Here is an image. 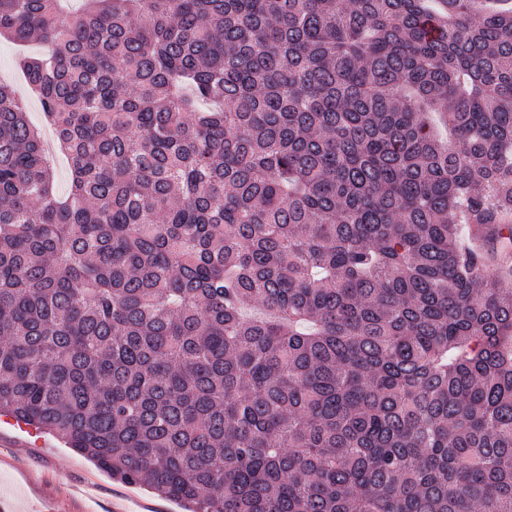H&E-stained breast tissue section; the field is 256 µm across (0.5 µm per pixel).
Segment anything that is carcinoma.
Returning a JSON list of instances; mask_svg holds the SVG:
<instances>
[{
    "mask_svg": "<svg viewBox=\"0 0 512 512\" xmlns=\"http://www.w3.org/2000/svg\"><path fill=\"white\" fill-rule=\"evenodd\" d=\"M0 0V413L190 512H512V8ZM47 50V46L43 43L19 46L0 38V80L11 83L18 92L25 93L26 82L18 68L19 59L24 55L42 54ZM49 161L56 174L54 192L58 196H66L70 189V173L67 160L63 155L56 153L49 155Z\"/></svg>",
    "mask_w": 512,
    "mask_h": 512,
    "instance_id": "cac0c4a2",
    "label": "carcinoma"
}]
</instances>
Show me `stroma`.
Here are the masks:
<instances>
[{
    "mask_svg": "<svg viewBox=\"0 0 512 512\" xmlns=\"http://www.w3.org/2000/svg\"><path fill=\"white\" fill-rule=\"evenodd\" d=\"M0 38V80L25 91L18 67L25 55L46 52ZM186 512L178 501L127 484L67 448L61 437L0 417V512Z\"/></svg>",
    "mask_w": 512,
    "mask_h": 512,
    "instance_id": "1",
    "label": "stroma"
}]
</instances>
